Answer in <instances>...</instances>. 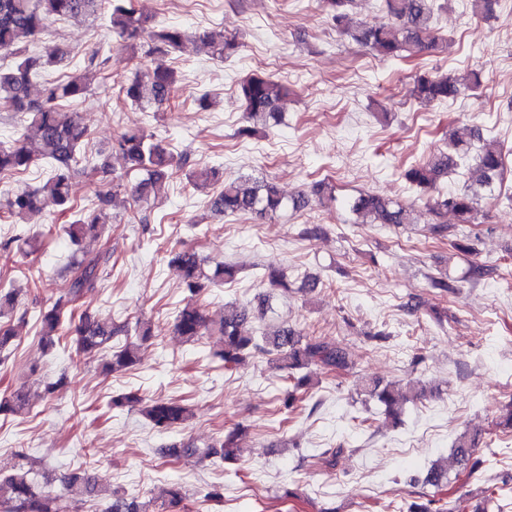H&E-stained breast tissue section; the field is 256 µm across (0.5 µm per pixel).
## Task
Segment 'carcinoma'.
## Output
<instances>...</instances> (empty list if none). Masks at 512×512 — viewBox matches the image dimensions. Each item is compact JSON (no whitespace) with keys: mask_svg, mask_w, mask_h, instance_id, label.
<instances>
[{"mask_svg":"<svg viewBox=\"0 0 512 512\" xmlns=\"http://www.w3.org/2000/svg\"><path fill=\"white\" fill-rule=\"evenodd\" d=\"M336 27L362 45L369 46L379 54L390 58L411 56L429 45L435 39L431 26L437 0H384L391 22L380 27H367L353 21L350 9L355 0H319ZM109 14L112 29L128 47L144 48V57L150 59L146 72H136L134 77L121 86L124 97L135 105H161L170 98L176 81V72L165 61V56L177 49L187 38L185 31L168 27L150 30L147 19L136 8V0H0V53L14 58V64L7 69L0 68V104L14 112L27 115L16 137L0 142V174H16L27 171L40 156L50 160V173L43 183L31 190L7 199L6 214L22 217L40 210L43 198H50L60 205L70 202L69 175L79 168L92 177L105 180L108 170L104 166L86 168L87 158L84 143L88 132L78 113L62 104L66 99H78L87 94L96 81L103 61L94 53L87 58L81 73L70 75L64 80L44 86L43 94L34 98L31 84L42 76L46 66L62 60L64 53L57 45H44L39 50L30 48L35 37L46 31L55 21L67 17L96 16ZM200 48L211 56L228 58L239 44L236 37H227L224 32H204L198 35ZM473 79H458L449 76L423 74L416 79L418 97L427 101L454 99L463 90L481 85L479 74L472 73ZM287 85L269 76L253 75L244 80L238 90L248 118L255 123L267 125L278 122L280 103L288 97ZM113 149L129 161L131 168L142 172V179L131 189L134 200L149 204L152 195L160 190L173 165L174 156L161 145L152 142L143 132H126L114 142ZM469 156V142L456 134L450 136L448 151L440 152L426 160L415 162L405 173V179L419 187L431 188L448 175L456 159ZM475 166L472 178L481 189H490L501 179L505 166V153L495 139H484L474 156ZM319 205L328 206L336 202L335 186L323 181L316 185L313 194L300 193L285 196L269 181H259L248 175H239L224 180V187L212 208L224 215L256 214L274 215L286 208L302 211L311 206L312 198ZM481 196L473 187L438 195L425 204L429 219L428 231L439 240H448L450 245L462 252L470 247L455 239L452 227L442 218L451 213L460 224L479 225L485 223ZM352 212L361 224H411V210L399 202L372 194L355 198ZM62 231L73 242L87 235L96 236L102 232L94 214L82 216L70 224L61 225ZM111 258L102 252L93 256H74L70 262L72 272L69 295L60 297L40 314L39 336L42 342L51 346L55 339L65 335V326L75 323L74 332L78 350L90 354L104 348L119 335L127 337L125 343L112 350L105 367L120 372L135 366L140 361L143 342L151 336V329L135 325V338L129 337L126 325L102 324L88 312L76 313V302L93 293L101 279L103 265ZM173 263L181 273L182 282L194 295L203 291L214 281H234L237 267L219 262L213 272H208L204 261L191 249L179 252ZM17 296L11 289L0 293V351L6 349L17 338L13 325L5 321L13 311ZM250 317L246 308L235 307L224 310V318L213 324L208 321L197 305L183 307L175 317V331L188 340L206 334L222 337L223 348L218 356L224 361V368L237 370L244 367L257 352L266 351L257 337L249 336L243 330ZM269 344L276 351V364L294 381L293 390L283 399V406L290 409L305 401L311 376L350 373L353 363L349 353L336 346L325 336H303L290 326L281 327L271 335ZM301 369L307 370L302 376H295ZM369 395L384 406V415L398 422L399 402L406 395L394 385L361 381ZM29 396L18 389L0 396V415L17 414L29 408ZM138 408L153 428L167 431L185 424L192 417L190 406L179 401L152 397L149 399L136 392L122 393L112 397V408ZM247 428L237 425L224 433V439L215 443L187 444L175 450L161 448L163 457L176 456L192 460L197 464H213L217 461L233 464L238 460L239 441ZM478 447L477 434L465 432L454 443L453 462L472 477L480 471L482 461L472 460L473 449ZM65 488L88 499L106 500L104 512H150V503L137 496L117 495L98 484L95 476L87 470L70 472L61 479ZM512 499V484L503 481L492 484L482 491V496L473 512H491V508L504 499ZM4 512H69L64 496H49L40 490L34 464L20 466L17 471L0 478V510ZM408 512H452L448 502L428 498L424 503L413 502Z\"/></svg>","mask_w":512,"mask_h":512,"instance_id":"1","label":"carcinoma"}]
</instances>
